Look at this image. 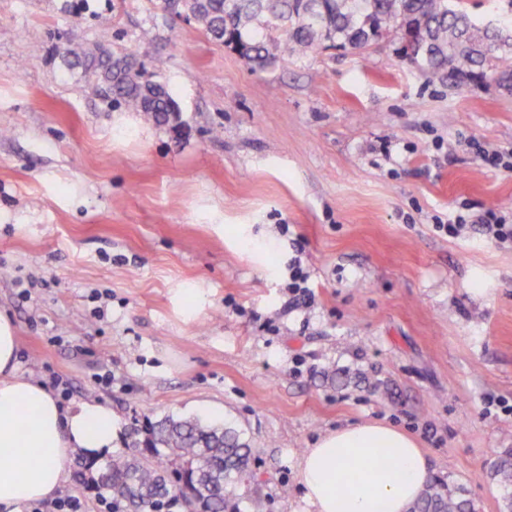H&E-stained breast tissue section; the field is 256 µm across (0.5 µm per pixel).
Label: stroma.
<instances>
[{"label":"stroma","mask_w":512,"mask_h":512,"mask_svg":"<svg viewBox=\"0 0 512 512\" xmlns=\"http://www.w3.org/2000/svg\"><path fill=\"white\" fill-rule=\"evenodd\" d=\"M158 2L86 0L84 26L167 84L176 131L67 70L70 0H0V311L20 374L111 408L119 450L167 416L236 428L256 473L240 512H302L304 450L372 420L501 512L512 243L478 219L512 224V85L430 77L385 40L255 72ZM458 215L468 230L439 231Z\"/></svg>","instance_id":"1"}]
</instances>
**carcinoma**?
Returning <instances> with one entry per match:
<instances>
[{
    "label": "carcinoma",
    "mask_w": 512,
    "mask_h": 512,
    "mask_svg": "<svg viewBox=\"0 0 512 512\" xmlns=\"http://www.w3.org/2000/svg\"><path fill=\"white\" fill-rule=\"evenodd\" d=\"M195 23L211 41L234 47L254 71L288 61L298 53L347 48L365 50L387 38L400 57L434 77L448 72L483 78L512 63V34L478 25L465 0H164V9ZM102 30L93 50L84 39L79 14L57 46L68 69L83 77L109 106L142 112L160 126L181 125L180 111L166 84L142 79L131 49L106 46ZM253 448L234 428L197 418L166 417L148 437L112 455L95 484L112 499L144 512L172 503H202L205 512H240L235 491L255 481ZM502 488L503 512H512V448L492 465ZM410 512H474L461 487L435 478Z\"/></svg>",
    "instance_id": "obj_1"
}]
</instances>
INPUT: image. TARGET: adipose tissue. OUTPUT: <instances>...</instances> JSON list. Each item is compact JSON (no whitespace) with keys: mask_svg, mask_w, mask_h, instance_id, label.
Returning a JSON list of instances; mask_svg holds the SVG:
<instances>
[{"mask_svg":"<svg viewBox=\"0 0 512 512\" xmlns=\"http://www.w3.org/2000/svg\"><path fill=\"white\" fill-rule=\"evenodd\" d=\"M18 360L15 324L0 312V512L53 497L71 452L103 458L118 431L111 409L64 407L43 383L18 374ZM433 476L412 436L376 421L325 433L298 461L304 512H408Z\"/></svg>","mask_w":512,"mask_h":512,"instance_id":"obj_1","label":"adipose tissue"}]
</instances>
